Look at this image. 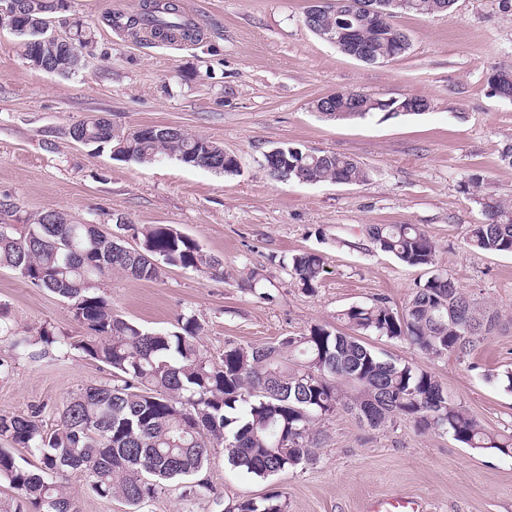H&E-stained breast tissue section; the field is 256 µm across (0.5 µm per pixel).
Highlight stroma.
I'll use <instances>...</instances> for the list:
<instances>
[{
  "label": "stroma",
  "mask_w": 512,
  "mask_h": 512,
  "mask_svg": "<svg viewBox=\"0 0 512 512\" xmlns=\"http://www.w3.org/2000/svg\"><path fill=\"white\" fill-rule=\"evenodd\" d=\"M142 0H72L53 29L73 21L96 35L93 55L74 73L50 74L23 59L17 37L0 29V195L22 214L57 210L80 224L112 230L117 218L169 224L221 258L219 275L168 270L156 282L113 273L102 291L113 310L150 330H171L195 314L200 342L220 359L227 344H273L313 324L342 329L340 311L387 298L401 309L427 270L404 265L370 243L372 224H417L436 245V263L480 305L512 317V254L470 249L480 206L463 182L477 173L487 192L512 202V166L499 150L512 142V101L494 95L487 75L512 66V15L495 0H456L452 10L405 15L410 37L399 58L367 64L318 38L305 24L307 0H179L202 29L199 41L156 42L111 26ZM356 91L380 99L408 94L429 102L419 114L331 121L317 99ZM121 132L169 126L223 145L237 173L218 174L164 156L150 163L114 159L75 142L70 130L91 117ZM285 143L347 155L370 167L360 185L281 183L263 156ZM323 256L315 292L291 271L301 252ZM0 306L16 333L43 326L84 335L66 301L0 268ZM387 360L431 373L489 430L512 435V394L487 383V369L512 367V328L490 335L466 357H433L407 342L370 336ZM0 377V414L40 408L59 422L67 392L109 381L102 364L35 346ZM318 459L261 479L223 456L201 472L211 494L184 500L170 485L149 512H228L237 501L281 494L286 512H369L375 500L411 498L430 512H512V458L478 453L413 423L373 429L339 412L317 426ZM65 483L76 512H128L119 498L86 490L82 472Z\"/></svg>",
  "instance_id": "1"
}]
</instances>
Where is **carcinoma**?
Segmentation results:
<instances>
[{
	"mask_svg": "<svg viewBox=\"0 0 512 512\" xmlns=\"http://www.w3.org/2000/svg\"><path fill=\"white\" fill-rule=\"evenodd\" d=\"M455 0H330L313 19L323 33L349 30L341 52L359 49L376 63L403 56L410 48L406 32L396 23L402 14L430 16L452 9ZM67 11L60 0H44L40 11L23 12L14 34L22 57L80 65L91 53L95 33L74 22L73 32L57 40L53 19ZM111 24L145 30L160 41H198L199 27L184 18L175 0H143L136 14H115ZM495 95L512 99V67H496ZM426 99L407 95L386 103L359 92L318 99L314 107L330 120L364 118L373 112L391 116L416 114ZM72 132L98 147L109 145L117 160L149 163L165 155L181 163L219 173L238 171L235 156L224 147L181 130L159 126L146 133L120 135L111 123L92 118ZM281 157L264 159L263 169L282 182L360 184L372 172L359 161L326 151L281 145ZM484 178L465 180L482 208L484 221L469 230L467 243L486 253L512 254V204L483 192ZM55 212L23 217L18 208H0V268L6 267L33 285L67 301L85 336L59 335L42 327L35 338H17L0 306V337H14L13 346L54 345L65 356L79 355L112 371L105 383L69 392L59 424L47 431L41 410L27 415L0 414V512H76L71 497L51 475L79 470L88 489L99 498L119 497L130 512L146 508L164 483L183 484L182 495L193 498L208 483L197 480L208 461L222 454L233 469L268 478L316 461L313 428L340 411L355 414L372 428L398 418L422 433L443 430L476 452L512 457V437L485 430L462 403L454 400L427 371L381 359L360 336L373 334L408 342L431 356L470 354L502 325V315L470 300L448 274L435 269L436 246L416 224H376L369 228L373 246L405 265L431 270L408 304L397 310L383 297L351 306L340 313L350 332L314 324L298 336L270 345L229 344L217 365L210 363L200 341L202 330L193 315L179 318L172 331H148L112 310L100 285L118 271L139 281H158L166 269L221 272L223 262L205 252L193 238L168 224L115 225L104 233L96 224L53 223ZM129 232L139 249L120 232ZM301 287L313 292L325 273L323 257L314 252L291 258ZM486 381L512 393V368L484 371ZM26 448L40 466L20 464L12 453ZM232 512H284L281 495L236 503Z\"/></svg>",
	"mask_w": 512,
	"mask_h": 512,
	"instance_id": "cac0c4a2",
	"label": "carcinoma"
}]
</instances>
